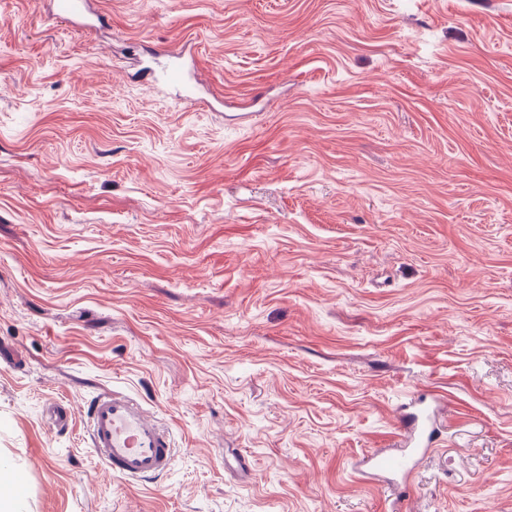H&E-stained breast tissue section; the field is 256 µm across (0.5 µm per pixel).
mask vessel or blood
Segmentation results:
<instances>
[{
    "mask_svg": "<svg viewBox=\"0 0 512 512\" xmlns=\"http://www.w3.org/2000/svg\"><path fill=\"white\" fill-rule=\"evenodd\" d=\"M52 4V17L80 31L107 21L105 14L94 10L92 0H52ZM167 57L163 75L144 70L141 79L152 87L161 82L183 87V99H191V90L184 87V52L171 50ZM437 414L451 422L458 418L456 407L443 400L435 401L429 411L401 412L390 434V448L374 451L365 459L371 475L387 478L395 485L394 512H404L410 476L424 446L435 436L433 417ZM86 417L90 446L112 472L141 481L170 469L175 448L169 430L130 396L120 392L99 395L89 403Z\"/></svg>",
    "mask_w": 512,
    "mask_h": 512,
    "instance_id": "1",
    "label": "vessel or blood"
}]
</instances>
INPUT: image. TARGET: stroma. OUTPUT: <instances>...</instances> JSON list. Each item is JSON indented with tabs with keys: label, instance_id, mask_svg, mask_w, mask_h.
Returning <instances> with one entry per match:
<instances>
[{
	"label": "stroma",
	"instance_id": "stroma-1",
	"mask_svg": "<svg viewBox=\"0 0 512 512\" xmlns=\"http://www.w3.org/2000/svg\"><path fill=\"white\" fill-rule=\"evenodd\" d=\"M94 6L0 0L14 512H389L356 463L437 392L407 512H512V0ZM183 44L197 104L132 77ZM112 391L172 428L165 475L93 452ZM52 4V18L62 19L82 32L96 29L97 25H104L108 21L105 14L93 8L91 0H53ZM86 14L93 17V23L83 22Z\"/></svg>",
	"mask_w": 512,
	"mask_h": 512
}]
</instances>
